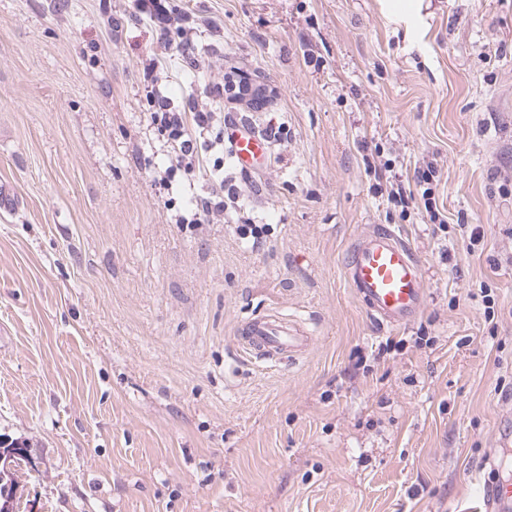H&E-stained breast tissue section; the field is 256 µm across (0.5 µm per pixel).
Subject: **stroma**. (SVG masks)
<instances>
[{
	"mask_svg": "<svg viewBox=\"0 0 512 512\" xmlns=\"http://www.w3.org/2000/svg\"><path fill=\"white\" fill-rule=\"evenodd\" d=\"M196 67L136 0H0V436L18 512H467L512 434V0H430L416 43L378 0H170ZM239 71L240 99L218 92ZM282 128L239 172L263 244L201 171L160 184L152 87ZM433 166L446 227L401 217L367 166ZM481 230L470 242L463 225ZM374 225L425 271L422 314L378 326L344 279ZM495 300L486 320L483 290ZM275 310L316 341L238 348ZM235 182L236 180L231 176L225 177L219 189L213 190L210 197L196 202L195 212L193 213L194 224L205 223L207 217L215 213H224L228 209L226 199L232 203L237 202L239 188ZM236 211L235 232L241 239H252V245L263 242V238L267 236V224H254L253 219L246 212L245 208L238 206Z\"/></svg>",
	"mask_w": 512,
	"mask_h": 512,
	"instance_id": "1",
	"label": "stroma"
}]
</instances>
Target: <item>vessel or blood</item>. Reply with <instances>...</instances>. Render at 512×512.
I'll list each match as a JSON object with an SVG mask.
<instances>
[{"label": "vessel or blood", "instance_id": "1", "mask_svg": "<svg viewBox=\"0 0 512 512\" xmlns=\"http://www.w3.org/2000/svg\"><path fill=\"white\" fill-rule=\"evenodd\" d=\"M232 154L251 168L267 150L269 138L236 119L227 128ZM345 278L362 305L382 325L399 328L413 322L426 304L422 266L411 245L395 230L373 227L355 240L344 266ZM240 348L259 360L278 361L306 352L314 339L301 325L260 314L236 329ZM475 512H512V481L478 485Z\"/></svg>", "mask_w": 512, "mask_h": 512}]
</instances>
